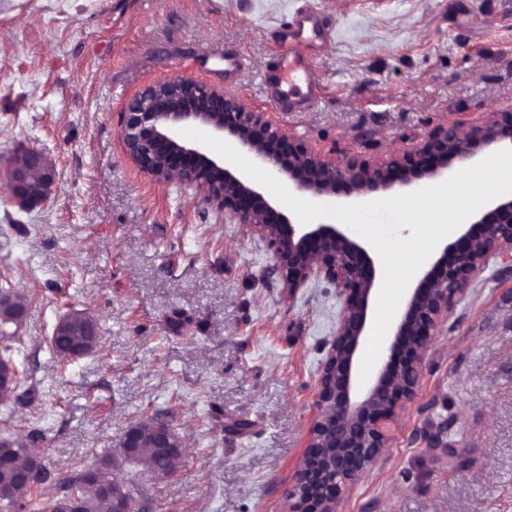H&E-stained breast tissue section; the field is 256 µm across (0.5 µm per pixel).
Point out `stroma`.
Listing matches in <instances>:
<instances>
[{
  "label": "stroma",
  "mask_w": 512,
  "mask_h": 512,
  "mask_svg": "<svg viewBox=\"0 0 512 512\" xmlns=\"http://www.w3.org/2000/svg\"><path fill=\"white\" fill-rule=\"evenodd\" d=\"M320 99L281 112L261 74L305 5ZM247 67L225 77L224 55ZM172 76L240 93L315 151L384 160L432 128L512 110V0H0V159L41 149L49 198L0 188V286L31 296L0 403V440L31 444L48 478L0 512H50L73 472L161 413L184 442L172 476L117 461L147 512H286L341 303L310 280L287 293L267 243L200 193L124 155L119 114ZM490 260L431 343L390 448L341 512H512V276ZM98 322L100 349L54 353L63 316ZM0 365L3 367V381H0V401H6L10 398L12 391L18 387L22 381L19 371L15 368L10 356L0 357Z\"/></svg>",
  "instance_id": "1"
}]
</instances>
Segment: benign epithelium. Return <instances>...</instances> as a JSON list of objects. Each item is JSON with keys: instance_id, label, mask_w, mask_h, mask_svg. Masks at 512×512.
<instances>
[{"instance_id": "obj_1", "label": "benign epithelium", "mask_w": 512, "mask_h": 512, "mask_svg": "<svg viewBox=\"0 0 512 512\" xmlns=\"http://www.w3.org/2000/svg\"><path fill=\"white\" fill-rule=\"evenodd\" d=\"M188 125L229 140L295 192L320 197L342 190L356 201L377 192L418 190L444 176L452 161L468 165L486 148H512V112H489L468 127L439 125L413 149L382 162L319 154L239 93L182 77L143 86L120 113L127 158L158 183L194 187L223 219L266 241L271 273L288 293L312 278L336 288L340 317L320 371L317 414L288 493V512H338L348 486L390 447L393 427L419 388L429 344L456 301L492 256L512 258V197L492 201L476 216L477 229L461 233L412 289L383 360L362 386L359 358L377 289L368 245L335 224L292 223L231 163L185 143L179 131ZM0 164L20 208L50 194L53 178L43 152L25 148ZM76 318L96 340V323L78 312L60 320L55 335Z\"/></svg>"}]
</instances>
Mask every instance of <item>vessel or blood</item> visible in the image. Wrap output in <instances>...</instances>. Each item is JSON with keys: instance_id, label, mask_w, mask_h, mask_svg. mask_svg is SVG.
Returning <instances> with one entry per match:
<instances>
[{"instance_id": "1", "label": "vessel or blood", "mask_w": 512, "mask_h": 512, "mask_svg": "<svg viewBox=\"0 0 512 512\" xmlns=\"http://www.w3.org/2000/svg\"><path fill=\"white\" fill-rule=\"evenodd\" d=\"M316 21V16L311 13L298 18L294 28L284 32L281 36L283 52L280 58L266 67L263 72V83L279 111L295 112L300 109L301 104L295 99L297 91L293 86L294 81H303L307 86L309 97L312 98L316 97L322 89L321 81L315 71L310 68H301L297 52L300 28L308 23H316Z\"/></svg>"}]
</instances>
